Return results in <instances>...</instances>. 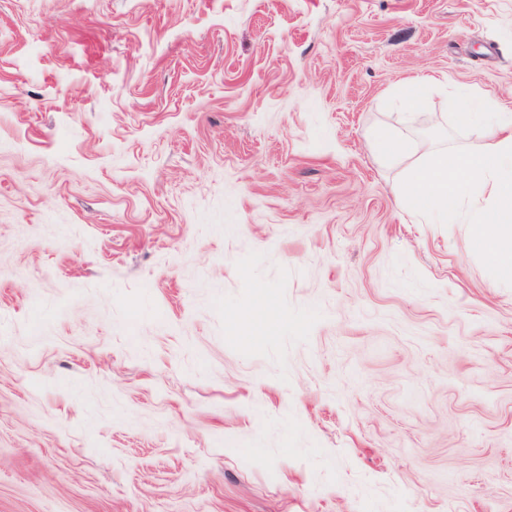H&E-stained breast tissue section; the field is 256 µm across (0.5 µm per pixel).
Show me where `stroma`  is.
I'll list each match as a JSON object with an SVG mask.
<instances>
[{"mask_svg": "<svg viewBox=\"0 0 512 512\" xmlns=\"http://www.w3.org/2000/svg\"><path fill=\"white\" fill-rule=\"evenodd\" d=\"M460 87L512 0H0V512H512V286L399 197ZM431 83L432 79L427 76L416 77L406 83V98L411 108H420L425 105L426 93ZM374 140L378 150L386 158L396 159L407 151L406 141L391 130L380 129L376 131Z\"/></svg>", "mask_w": 512, "mask_h": 512, "instance_id": "stroma-1", "label": "stroma"}]
</instances>
